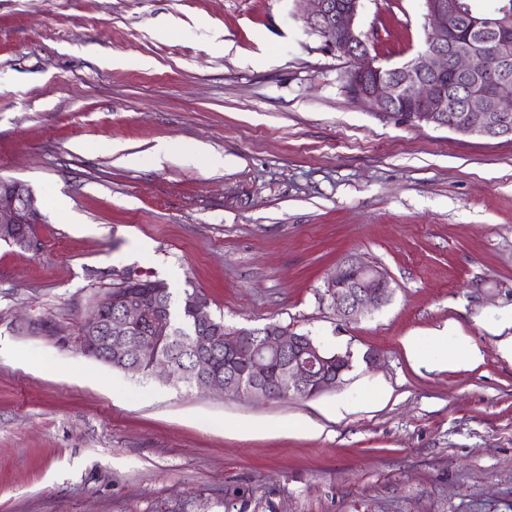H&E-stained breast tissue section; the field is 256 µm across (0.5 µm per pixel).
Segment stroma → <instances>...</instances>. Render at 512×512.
Wrapping results in <instances>:
<instances>
[{"label":"stroma","mask_w":512,"mask_h":512,"mask_svg":"<svg viewBox=\"0 0 512 512\" xmlns=\"http://www.w3.org/2000/svg\"><path fill=\"white\" fill-rule=\"evenodd\" d=\"M296 11L0 0V177L45 218L39 252L0 243L16 352L0 357V512H512V139L358 107ZM424 23L422 0H364L359 18L391 64ZM163 141L177 150L157 165ZM349 257L393 287L351 322L326 292ZM129 270L200 290L226 326L351 353L345 384L227 397L17 331L22 316L77 329ZM442 329L467 344L437 368Z\"/></svg>","instance_id":"obj_1"}]
</instances>
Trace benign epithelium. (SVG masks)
Segmentation results:
<instances>
[{"label":"benign epithelium","instance_id":"obj_1","mask_svg":"<svg viewBox=\"0 0 512 512\" xmlns=\"http://www.w3.org/2000/svg\"><path fill=\"white\" fill-rule=\"evenodd\" d=\"M305 4L301 19L307 31L317 34L323 52L347 60L340 73L345 90L353 101L383 117L404 111L405 120L446 128L450 131L487 139L512 138V93L491 83L472 78L477 58L465 35L462 19H471L462 0H424L427 20V48L409 62L385 75L370 58V52L358 18L363 0H298ZM504 18L492 31L497 50L503 58L512 54V15L503 8ZM466 77L460 102L451 105L444 81ZM42 222L29 187L21 182L0 180V240L21 251L36 253L41 242L28 230ZM393 293L387 275L378 267L354 257L344 261L327 283V295L336 313L346 321L357 319L365 309L386 304ZM144 301L130 290L106 291L93 304L90 316L94 324L85 333H71L65 327L36 318L16 321L19 332L47 338L64 348L84 355L116 361L127 372L146 370L162 380L175 377L171 365L159 356L158 340L169 335L171 322L165 307L159 306L152 321L151 336L137 335L146 316ZM231 351L244 362L253 385L238 382L236 375L221 376L215 371L213 352L219 331L210 322H202L189 339L197 353L192 369V383L228 396H244L258 401H276L297 394L314 397L344 383V373L351 369V359L327 357L310 336L276 328L263 346L254 349L248 329H233ZM288 358V376H273L269 354Z\"/></svg>","mask_w":512,"mask_h":512}]
</instances>
